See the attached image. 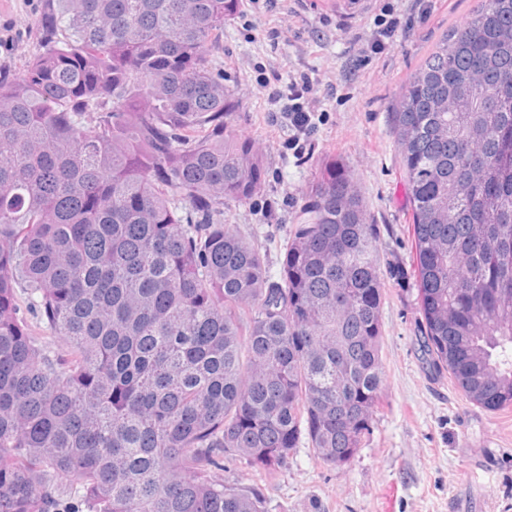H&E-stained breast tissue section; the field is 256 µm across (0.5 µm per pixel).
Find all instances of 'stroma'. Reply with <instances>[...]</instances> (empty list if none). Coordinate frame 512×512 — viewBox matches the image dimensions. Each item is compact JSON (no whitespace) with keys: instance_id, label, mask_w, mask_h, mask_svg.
<instances>
[{"instance_id":"stroma-1","label":"stroma","mask_w":512,"mask_h":512,"mask_svg":"<svg viewBox=\"0 0 512 512\" xmlns=\"http://www.w3.org/2000/svg\"><path fill=\"white\" fill-rule=\"evenodd\" d=\"M478 2L370 0L345 17L314 0H243L224 25L210 65L237 103L230 133L255 146L263 177L221 223L261 247L279 280L311 187L335 164L359 188L381 265L383 378L370 431L342 466L304 445L270 475L231 466L225 479L261 488L268 512H512V407L471 403L420 351L412 205L393 131L402 88ZM41 13V0H0L1 71H21L38 51ZM394 18L393 38L367 51ZM303 75L311 125L301 131L268 94Z\"/></svg>"}]
</instances>
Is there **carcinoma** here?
<instances>
[{"label":"carcinoma","instance_id":"cac0c4a2","mask_svg":"<svg viewBox=\"0 0 512 512\" xmlns=\"http://www.w3.org/2000/svg\"><path fill=\"white\" fill-rule=\"evenodd\" d=\"M241 0H43L0 76V512H267L302 438L357 454L380 402L377 234L331 165L281 279L226 224L261 183L210 67ZM420 348L465 397L512 405V0H480L402 89ZM26 290L48 336L19 315Z\"/></svg>","mask_w":512,"mask_h":512}]
</instances>
